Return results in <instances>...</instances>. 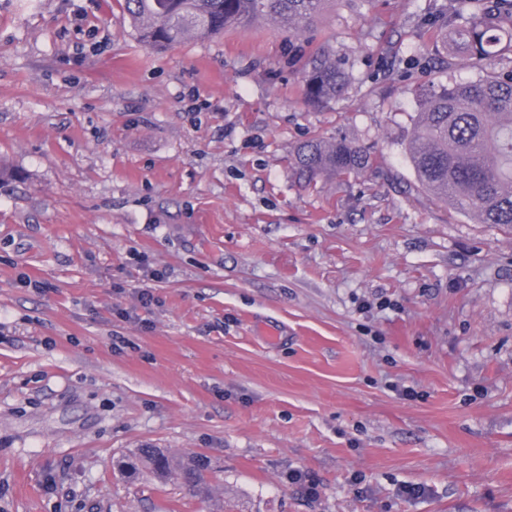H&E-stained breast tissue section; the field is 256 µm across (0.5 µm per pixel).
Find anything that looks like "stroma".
I'll return each mask as SVG.
<instances>
[{
	"label": "stroma",
	"mask_w": 512,
	"mask_h": 512,
	"mask_svg": "<svg viewBox=\"0 0 512 512\" xmlns=\"http://www.w3.org/2000/svg\"><path fill=\"white\" fill-rule=\"evenodd\" d=\"M120 3L0 0V512H512V234L401 152L481 75L459 0H332L322 107L276 23L156 49ZM313 137L375 163L299 181ZM302 79L305 99L313 106L336 101L349 85V74L325 46H319L309 55ZM137 457L139 462L152 469L159 477H165L173 468L178 467L186 484L192 488H199L202 485L205 464L198 456L174 461L158 448H142L138 450Z\"/></svg>",
	"instance_id": "obj_1"
}]
</instances>
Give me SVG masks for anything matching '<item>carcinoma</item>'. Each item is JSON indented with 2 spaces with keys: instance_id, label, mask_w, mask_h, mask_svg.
Instances as JSON below:
<instances>
[{
  "instance_id": "obj_1",
  "label": "carcinoma",
  "mask_w": 512,
  "mask_h": 512,
  "mask_svg": "<svg viewBox=\"0 0 512 512\" xmlns=\"http://www.w3.org/2000/svg\"><path fill=\"white\" fill-rule=\"evenodd\" d=\"M329 0H124L143 43L167 47L187 35L210 37L259 17L276 22L288 37L300 36L320 17ZM512 17V0H466V17L453 41L465 60L480 67L474 82L430 92L422 100L414 129L404 144L419 187L448 205L473 214L482 224L512 230V67H497L512 30L500 24ZM305 99L321 106L341 98L349 74L325 47L308 57L303 72ZM374 158L344 139L312 138L297 145L293 168L307 182L372 167ZM139 462L158 476L178 468L186 484L202 485L204 462L190 456L175 461L158 448H140Z\"/></svg>"
}]
</instances>
